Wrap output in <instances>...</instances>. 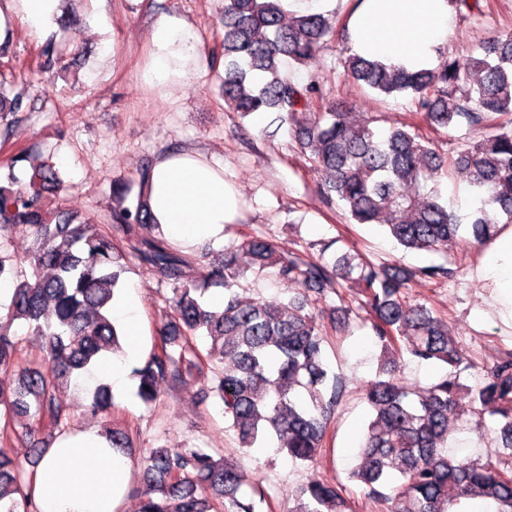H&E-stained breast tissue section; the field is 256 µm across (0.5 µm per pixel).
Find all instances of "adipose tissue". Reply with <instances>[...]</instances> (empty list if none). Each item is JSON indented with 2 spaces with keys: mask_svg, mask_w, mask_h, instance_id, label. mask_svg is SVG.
I'll list each match as a JSON object with an SVG mask.
<instances>
[{
  "mask_svg": "<svg viewBox=\"0 0 512 512\" xmlns=\"http://www.w3.org/2000/svg\"><path fill=\"white\" fill-rule=\"evenodd\" d=\"M63 0H0V43L12 37L15 20L43 35L50 34ZM448 0H358L346 22L352 52L387 60L411 70L437 68L450 32ZM207 64L192 27L164 14L148 34V57L142 79L149 88L172 91ZM150 213L169 241L193 250L224 239V227L239 217L240 193L224 178V165L195 149L172 151L153 163L144 186ZM481 278L498 290L491 306L512 320V226L501 227L491 241ZM139 296L127 289L112 314L129 341L126 359H105L89 367L80 382L102 379L113 387L126 382L128 363L141 357ZM131 479V464L116 453L97 430L62 434L30 479L39 512H117Z\"/></svg>",
  "mask_w": 512,
  "mask_h": 512,
  "instance_id": "adipose-tissue-1",
  "label": "adipose tissue"
}]
</instances>
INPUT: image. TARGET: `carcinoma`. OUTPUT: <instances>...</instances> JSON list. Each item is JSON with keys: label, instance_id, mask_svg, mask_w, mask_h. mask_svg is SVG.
Returning a JSON list of instances; mask_svg holds the SVG:
<instances>
[{"label": "carcinoma", "instance_id": "1", "mask_svg": "<svg viewBox=\"0 0 512 512\" xmlns=\"http://www.w3.org/2000/svg\"><path fill=\"white\" fill-rule=\"evenodd\" d=\"M483 0H449L457 14H484ZM222 60L215 62L224 102L244 116L277 112L302 149L311 169L323 175V198L357 224H379L406 250L448 249L461 236L480 246L498 233L489 218L497 211L512 223V33L494 31L465 55H447L439 67L410 72L349 54L348 78L381 94L412 97L415 113L377 131L350 121L343 101H325L314 82L299 85L283 71L286 61L306 63L334 30L322 14L287 15L282 0H224ZM57 49L47 41L28 67L47 70ZM465 120L481 138L448 159L434 148L424 127L438 133ZM24 167L23 176L15 173ZM0 179V233L31 239L23 257L0 247V277L14 283L5 319H0V370L18 384L0 379V512H38L29 482L10 455L17 441L69 419L56 383L101 359L123 352V332L112 307L123 290L132 260L150 267L172 296L157 320L158 342L135 370L137 395L145 403L160 384L183 386L193 379L209 384L224 404L240 447L276 448L293 461L315 462L324 453L331 420L344 389L329 373L325 337L316 310L329 293L353 284L381 346L376 377L363 388L370 419L360 463L350 472L365 494L385 512H451L467 500H483L497 512H512V350L486 367L484 383L468 390L470 413L496 417L491 431L502 452L484 463L448 456V415L463 389L462 371L473 365L448 336V326L410 294V283L426 286L457 270L444 265L405 270L376 264L358 252L331 260L323 245L318 256L279 250L266 239L239 232L218 265L209 253L190 258L162 236L153 223L144 192L113 195L122 205L110 223L99 224L74 211H61L51 196L63 187L54 163L28 147L15 150ZM450 167L469 173L475 204L461 218L442 200L437 178ZM122 233L114 239L112 229ZM267 269L298 286L296 296L272 306L248 294L240 280ZM224 289V305L203 301L210 288ZM28 328L40 356L23 354L12 332ZM208 339V347L197 338ZM408 359L451 367L441 379L410 391L399 374ZM112 405L107 386L95 389L93 412ZM28 417L22 431L13 427ZM107 439L118 451L132 446L128 430L114 424ZM139 512H256L255 475L236 463L198 448H156L145 459ZM289 512H352L339 483L311 482L291 492Z\"/></svg>", "mask_w": 512, "mask_h": 512}]
</instances>
